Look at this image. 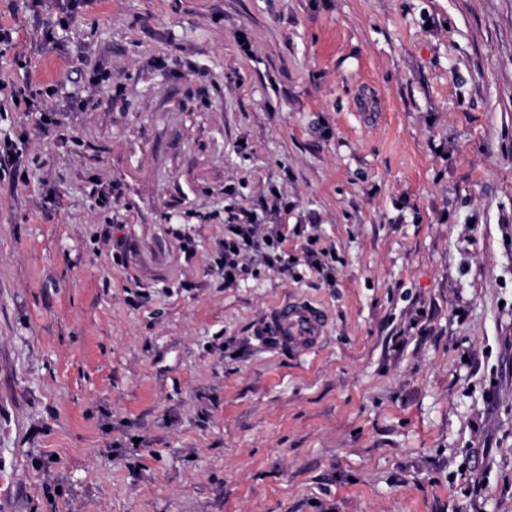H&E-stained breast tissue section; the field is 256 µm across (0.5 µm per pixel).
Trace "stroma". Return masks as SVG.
<instances>
[{
  "label": "stroma",
  "instance_id": "obj_1",
  "mask_svg": "<svg viewBox=\"0 0 512 512\" xmlns=\"http://www.w3.org/2000/svg\"><path fill=\"white\" fill-rule=\"evenodd\" d=\"M0 27V512H512V0ZM242 211L289 271L225 283ZM290 299L301 357L260 334ZM325 326L326 315L321 308L307 301H286L271 312L262 336L300 357L319 344Z\"/></svg>",
  "mask_w": 512,
  "mask_h": 512
}]
</instances>
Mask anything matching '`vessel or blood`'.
<instances>
[{
	"mask_svg": "<svg viewBox=\"0 0 512 512\" xmlns=\"http://www.w3.org/2000/svg\"><path fill=\"white\" fill-rule=\"evenodd\" d=\"M326 326L324 311L306 301H287L276 307L263 325V333L283 349L301 356L320 342Z\"/></svg>",
	"mask_w": 512,
	"mask_h": 512,
	"instance_id": "1",
	"label": "vessel or blood"
}]
</instances>
